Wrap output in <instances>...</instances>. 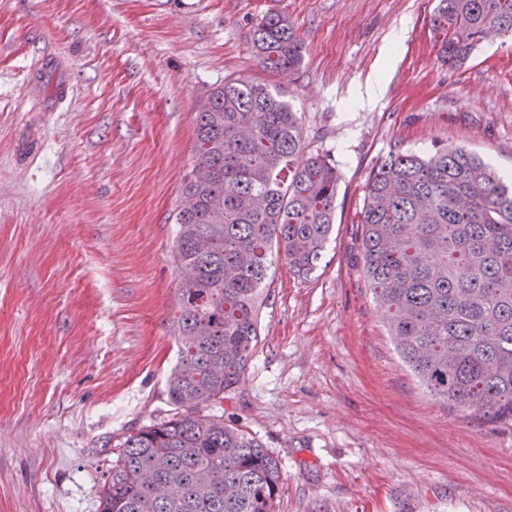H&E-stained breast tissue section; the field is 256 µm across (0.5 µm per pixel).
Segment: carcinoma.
Instances as JSON below:
<instances>
[{
	"label": "carcinoma",
	"instance_id": "carcinoma-1",
	"mask_svg": "<svg viewBox=\"0 0 512 512\" xmlns=\"http://www.w3.org/2000/svg\"><path fill=\"white\" fill-rule=\"evenodd\" d=\"M439 56L465 64L487 30L512 35V0H437ZM260 64L302 63L288 17L254 26ZM175 263L189 271L168 328L172 418L124 442L99 512H275L280 466L256 439L202 407L224 399L258 343L272 254L309 275L333 229L339 172L304 149L282 93L240 79L196 114ZM363 270L394 349L430 396L477 419L512 421V188L459 147L395 153L370 177L359 220Z\"/></svg>",
	"mask_w": 512,
	"mask_h": 512
}]
</instances>
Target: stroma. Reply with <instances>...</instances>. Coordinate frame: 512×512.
<instances>
[{
	"label": "stroma",
	"mask_w": 512,
	"mask_h": 512,
	"mask_svg": "<svg viewBox=\"0 0 512 512\" xmlns=\"http://www.w3.org/2000/svg\"><path fill=\"white\" fill-rule=\"evenodd\" d=\"M435 6L0 0V512H98L126 438L173 415L174 217L196 113L228 79L279 88L340 183L319 265L273 256L251 361L208 412L278 459L276 512H512V423L424 391L363 271L389 154L461 147L512 182V37L448 66ZM270 12L303 42L298 69L254 53Z\"/></svg>",
	"instance_id": "obj_1"
}]
</instances>
